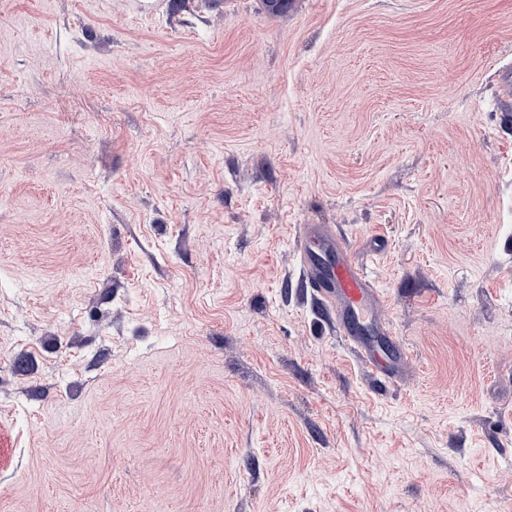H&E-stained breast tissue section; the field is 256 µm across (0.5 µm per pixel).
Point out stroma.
<instances>
[{"label": "stroma", "instance_id": "35a3bbf8", "mask_svg": "<svg viewBox=\"0 0 512 512\" xmlns=\"http://www.w3.org/2000/svg\"><path fill=\"white\" fill-rule=\"evenodd\" d=\"M171 3L0 0V512H512V0ZM299 252L307 288L334 314L345 342L356 349L373 375L395 379L397 374L379 356L367 334L391 340L398 367L409 365L410 354L391 337L383 316L384 297L359 251L331 225L303 224ZM364 325L372 331L367 332Z\"/></svg>", "mask_w": 512, "mask_h": 512}]
</instances>
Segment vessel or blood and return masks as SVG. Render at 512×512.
<instances>
[{"label":"vessel or blood","mask_w":512,"mask_h":512,"mask_svg":"<svg viewBox=\"0 0 512 512\" xmlns=\"http://www.w3.org/2000/svg\"><path fill=\"white\" fill-rule=\"evenodd\" d=\"M300 259L304 282L334 314L346 343L375 376L393 378V365L377 353L373 336H390L384 320L385 300L366 261L347 238L328 224L300 228Z\"/></svg>","instance_id":"vessel-or-blood-1"}]
</instances>
